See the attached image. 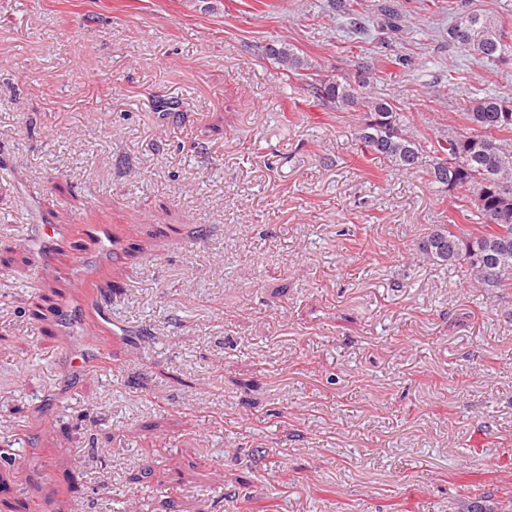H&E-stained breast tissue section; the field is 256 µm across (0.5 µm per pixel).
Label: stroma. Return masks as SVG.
<instances>
[{"instance_id":"35a3bbf8","label":"stroma","mask_w":512,"mask_h":512,"mask_svg":"<svg viewBox=\"0 0 512 512\" xmlns=\"http://www.w3.org/2000/svg\"><path fill=\"white\" fill-rule=\"evenodd\" d=\"M0 0V502L49 512H461L512 491V293L418 245L453 197L362 156L312 70L376 72L419 140L512 59L448 0ZM105 225L115 261L79 281ZM48 252L47 268L35 257ZM104 292L120 335L86 370ZM74 472L80 493L59 488ZM455 23L448 28V41L480 59H504L512 57V37L501 21L490 12L473 13L458 7ZM268 55L275 60L286 73H293L299 70L307 69V64L298 56L288 43L281 42L277 45L272 44L268 49ZM306 67V68H305Z\"/></svg>"}]
</instances>
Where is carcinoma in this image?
<instances>
[{
  "instance_id": "1",
  "label": "carcinoma",
  "mask_w": 512,
  "mask_h": 512,
  "mask_svg": "<svg viewBox=\"0 0 512 512\" xmlns=\"http://www.w3.org/2000/svg\"><path fill=\"white\" fill-rule=\"evenodd\" d=\"M501 21L490 12L459 9L448 28V41L480 59L512 57V41ZM268 55L293 73L307 64L286 42L273 44ZM371 72L358 79L328 76L311 85L326 105L367 112L371 119L357 128L356 138L382 156L393 170L414 174L426 170L430 181L456 199L469 223L437 224L418 245L423 258L462 264L469 276L492 293L512 288V96L487 94L460 97L464 131L448 130L425 150L407 129L390 121L394 107L371 90ZM466 512H512V495L492 504L470 501Z\"/></svg>"
}]
</instances>
